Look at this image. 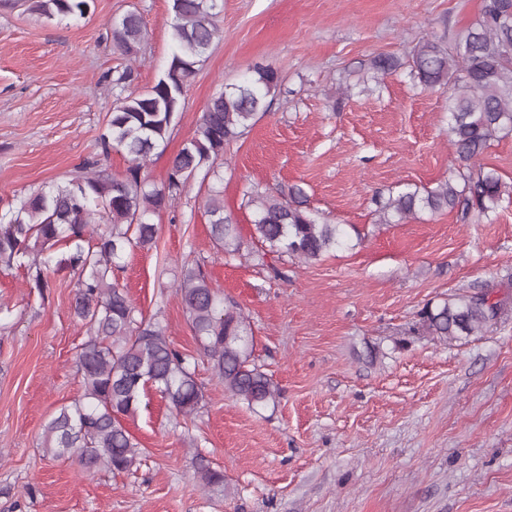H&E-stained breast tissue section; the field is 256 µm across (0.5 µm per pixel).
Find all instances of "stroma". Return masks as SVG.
Wrapping results in <instances>:
<instances>
[{
    "instance_id": "1",
    "label": "stroma",
    "mask_w": 512,
    "mask_h": 512,
    "mask_svg": "<svg viewBox=\"0 0 512 512\" xmlns=\"http://www.w3.org/2000/svg\"><path fill=\"white\" fill-rule=\"evenodd\" d=\"M36 0H0V213L99 161L131 69L149 89L172 57L171 0H88L84 15L42 17ZM483 0H217L219 29L188 79L176 123L142 170L165 184L209 99L279 76L267 112L224 147L218 177L195 178L151 218L152 247L130 246L117 273L137 312L197 362L203 400L186 419L155 389L125 418L143 453L129 471L87 472L57 458L44 426L82 392L75 358L86 329L71 309L75 278L29 295L23 269L0 270V512H512V308L481 333L442 341L419 332L430 302L490 289L512 299V202L468 222L420 213L381 223L374 200L465 172L448 133V91L422 88L410 52L452 46ZM138 13L144 40L125 54L112 21ZM404 65L376 83L369 60ZM296 185L346 246L312 262L264 251L251 193ZM223 193L237 224L233 256L210 235L205 203ZM203 263L240 306L255 363L279 389L248 408L226 392L199 348L176 282ZM224 482L201 488L199 464Z\"/></svg>"
}]
</instances>
